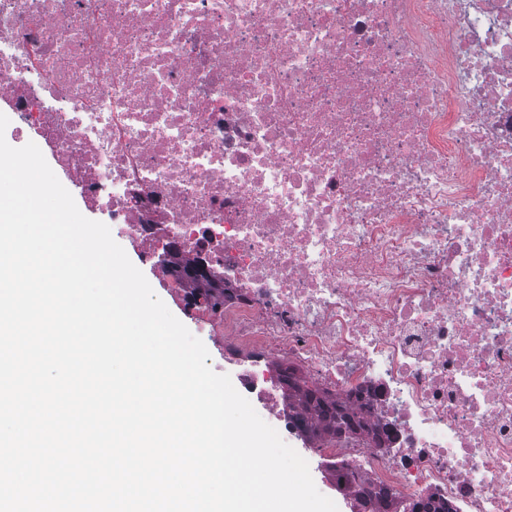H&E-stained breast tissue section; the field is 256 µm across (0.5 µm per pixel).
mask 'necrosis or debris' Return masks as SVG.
<instances>
[{"label": "necrosis or debris", "mask_w": 512, "mask_h": 512, "mask_svg": "<svg viewBox=\"0 0 512 512\" xmlns=\"http://www.w3.org/2000/svg\"><path fill=\"white\" fill-rule=\"evenodd\" d=\"M0 100L282 439L277 361L385 432L319 459L512 512V0H0ZM112 236L114 240L125 250L132 263L144 273L156 295L166 304L172 314L176 316L194 336L203 341L210 354V359L206 360V364L211 365L212 369L217 373L228 374L235 387L237 378L236 366L234 361L224 353V348L221 349L218 344L209 340L207 337H199L207 335L201 330L197 320L187 314L183 310L182 306L167 294V286L161 279L158 271L141 263L137 250L130 238L116 234L115 232H112Z\"/></svg>", "instance_id": "necrosis-or-debris-1"}]
</instances>
